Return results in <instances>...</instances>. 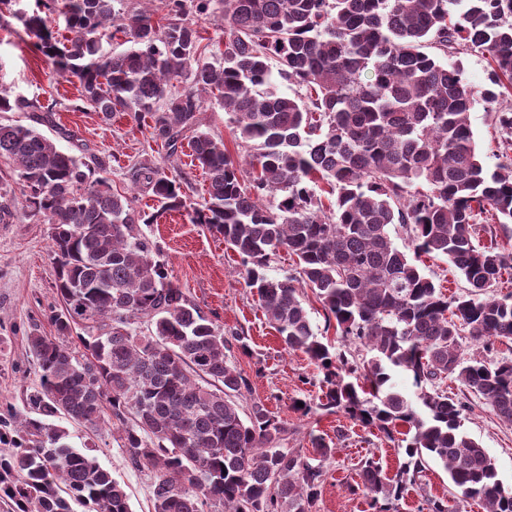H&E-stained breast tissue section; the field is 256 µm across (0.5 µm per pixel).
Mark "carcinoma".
I'll return each instance as SVG.
<instances>
[{
    "label": "carcinoma",
    "mask_w": 512,
    "mask_h": 512,
    "mask_svg": "<svg viewBox=\"0 0 512 512\" xmlns=\"http://www.w3.org/2000/svg\"><path fill=\"white\" fill-rule=\"evenodd\" d=\"M15 2L0 0L1 28L17 19L103 118L150 119L152 140L170 156L189 150L208 184L194 207L187 174L141 159L133 182L159 203L141 212L113 189L112 155L85 159L31 126L0 123V158L23 197L19 208L12 183L0 181V223L21 213L48 225L63 302L50 316L56 335L26 336L40 372L25 394L29 414L0 415V501L11 512H131L125 483L50 422L64 418L112 425L127 463L154 474L153 512H315L336 449L320 435L309 454L287 448L284 421L259 401L240 403L250 383L226 350L246 344L170 279L139 228L185 212L241 257L284 349L323 371L320 408L389 438L403 429L395 478L372 457L361 462L371 512H393L430 461L463 500L512 512V488L462 430L467 402L441 389L457 382L512 422V360L465 356L460 333L512 339V296L488 295L512 281V250L475 244L476 225L512 224V170L487 172L470 120L479 98L512 135V105L500 103L512 96V0H163L157 20L116 8L123 0H36L30 14ZM214 10L224 40L211 60L190 15ZM53 15L69 33L64 44ZM111 27L127 50L102 52ZM472 51L489 57L480 91L456 60ZM178 79L185 87L173 94ZM208 98L250 149L248 169L200 128ZM0 112H39L36 121L53 124V105L1 88ZM392 224L409 230L414 253L447 257L467 292L443 294L394 244ZM281 249L296 257L295 273L271 278ZM300 284L337 335L367 349L361 365L317 338ZM397 372L416 399L397 388Z\"/></svg>",
    "instance_id": "obj_1"
}]
</instances>
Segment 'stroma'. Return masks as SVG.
I'll use <instances>...</instances> for the list:
<instances>
[{
	"mask_svg": "<svg viewBox=\"0 0 512 512\" xmlns=\"http://www.w3.org/2000/svg\"><path fill=\"white\" fill-rule=\"evenodd\" d=\"M19 22L0 28V86L14 93L53 104L54 122L39 131L63 151L91 152L115 156L110 174L114 189L128 196L137 210L155 211L158 203L150 191L136 187L129 168L138 158H151L167 173L185 172L188 193L199 202L205 189L202 171L192 167L186 155L167 156L150 137L146 123L119 112L103 119L90 110H76L80 95L77 78L58 75L32 40L19 37ZM474 139L484 166L494 172L512 164V150L504 149L493 116L483 103L471 111ZM142 233L157 243L160 258L172 279L202 311L223 326L225 332L244 337V347H232L230 362L250 381L246 401H259L288 425L287 445L310 450V437L323 435L335 444L336 454L326 462V475L316 512H365L364 496L352 495L347 487L359 483L362 459L379 460L388 477H395L404 460L396 441L377 428L365 427L340 413L318 409L322 396V372L302 352L283 348L278 333L269 325L258 304L255 289L249 288L239 255L227 249L222 237L204 226L191 223L187 215L171 213L158 223L145 224ZM55 269L50 255L47 227L27 219L0 223V411L22 410V394L38 381L36 360L29 352L25 335L37 327L53 333L49 314L60 307L54 288ZM316 405L309 415L294 412V401ZM464 431L494 459L504 486L512 487V423L500 419L489 403L469 399L463 420ZM69 442L89 448L102 467L124 481L131 495L132 512H151L152 474L132 469L112 435L111 427L90 431L69 425ZM448 501V512H484L480 502H463L453 489L447 472L430 464L416 485L399 501L398 512H419L425 496Z\"/></svg>",
	"mask_w": 512,
	"mask_h": 512,
	"instance_id": "stroma-1",
	"label": "stroma"
}]
</instances>
